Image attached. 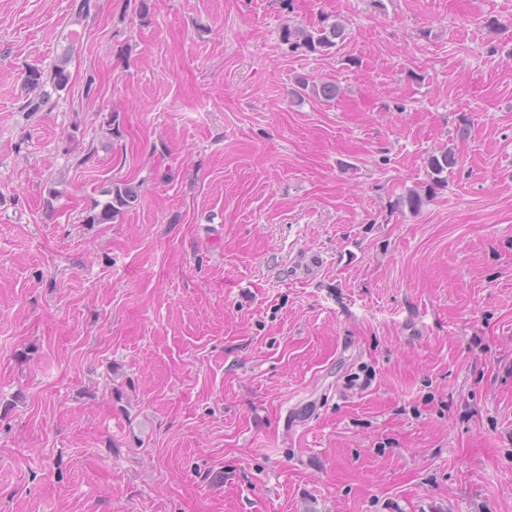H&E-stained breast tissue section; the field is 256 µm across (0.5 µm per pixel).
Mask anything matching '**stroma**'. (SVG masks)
I'll use <instances>...</instances> for the list:
<instances>
[{"label": "stroma", "instance_id": "obj_1", "mask_svg": "<svg viewBox=\"0 0 512 512\" xmlns=\"http://www.w3.org/2000/svg\"><path fill=\"white\" fill-rule=\"evenodd\" d=\"M71 4L0 0V512H512V0ZM344 35L342 26L338 23L312 27V29L296 28L285 24L281 30V40L292 52L302 51L311 54L327 55L336 49L337 41ZM27 96L22 102V109L27 112H40L50 104L51 93L46 90L47 84L54 91L63 90L68 83V75L63 66L54 65L50 70L38 66H30L24 73ZM457 164V158L455 154L448 150L440 151L439 155H432L429 159V167L431 172L429 173V182L427 187V196L433 197L437 194V191L443 186L445 177L441 176L448 169H452ZM139 188L127 181L112 183L108 191L109 199L103 204L99 211L90 210L86 216V223L105 224L112 218L120 215L136 205L139 200Z\"/></svg>", "mask_w": 512, "mask_h": 512}]
</instances>
